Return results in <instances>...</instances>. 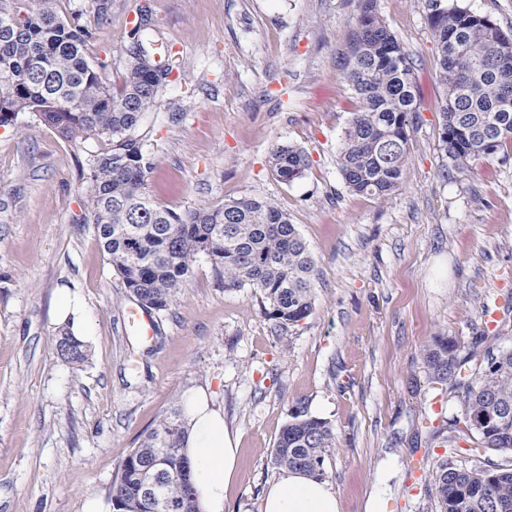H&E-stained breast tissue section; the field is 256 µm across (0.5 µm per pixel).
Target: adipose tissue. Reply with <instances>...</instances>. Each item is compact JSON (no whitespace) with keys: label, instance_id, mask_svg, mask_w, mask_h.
<instances>
[{"label":"adipose tissue","instance_id":"adipose-tissue-1","mask_svg":"<svg viewBox=\"0 0 512 512\" xmlns=\"http://www.w3.org/2000/svg\"><path fill=\"white\" fill-rule=\"evenodd\" d=\"M190 424L188 453L200 512H224V501L236 471L238 447L224 424V414L206 392L196 391L184 401ZM262 512H339L335 492L327 482L290 472L267 489Z\"/></svg>","mask_w":512,"mask_h":512}]
</instances>
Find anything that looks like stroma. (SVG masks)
<instances>
[{
    "label": "stroma",
    "mask_w": 512,
    "mask_h": 512,
    "mask_svg": "<svg viewBox=\"0 0 512 512\" xmlns=\"http://www.w3.org/2000/svg\"><path fill=\"white\" fill-rule=\"evenodd\" d=\"M146 41L177 64L140 132L154 157L148 186L178 212L268 197L315 260L310 316L279 328L250 288L227 290L206 256L153 319L148 340L127 334L130 301L84 208L86 169L104 138L81 144L30 113L0 127V512H84L174 397L205 390L239 446L224 512H261L281 470L269 459L296 402L325 419L324 461L340 512H432L418 465L438 457L433 428L459 435L458 465L512 464L473 456L456 392L421 358L436 336L483 363L512 349V143L497 160L457 169L439 149L436 44L425 0H377L415 65L420 87L404 186L375 199L350 192L337 155L355 109L344 78L358 0H109L89 47L107 84L125 69L136 9ZM309 158L278 181L273 145ZM80 302L90 356L57 359L60 290Z\"/></svg>",
    "instance_id": "35a3bbf8"
}]
</instances>
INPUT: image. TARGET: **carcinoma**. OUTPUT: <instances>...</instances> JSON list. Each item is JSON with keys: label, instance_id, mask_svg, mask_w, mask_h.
I'll use <instances>...</instances> for the list:
<instances>
[{"label": "carcinoma", "instance_id": "cac0c4a2", "mask_svg": "<svg viewBox=\"0 0 512 512\" xmlns=\"http://www.w3.org/2000/svg\"><path fill=\"white\" fill-rule=\"evenodd\" d=\"M426 9L444 91L439 147L463 170L492 161L512 140V100L504 97L512 95V33L455 0H426ZM144 31L142 23L130 31L133 43L114 91L101 76L104 64L87 58L95 39L91 25L63 17L57 0H0V126H14L19 114L30 112L72 143L93 135L111 140L90 156L86 209L74 221L93 225L109 264L144 310L166 309L204 254L224 289L252 288L278 325L299 322L314 308L315 261L273 199L241 198L181 213L153 199L147 183L152 164L136 131L175 63L144 46ZM349 57L345 79L359 106L343 133L338 167L350 191L385 199L405 182L418 86L413 62L379 16L376 0H359ZM268 164L278 181L291 183L309 160L302 150L277 144ZM54 353L74 369L89 359L86 343L68 326L58 330ZM422 359L432 382L457 391L476 444L512 453V349L470 370L455 341L435 336ZM187 434L180 405L158 420L118 465L107 493L112 512H199ZM333 445L329 422L297 404L270 462L322 481ZM156 461L166 472L162 511L143 493L145 468ZM424 483L440 512H512L511 467L459 466L442 457Z\"/></svg>", "mask_w": 512, "mask_h": 512}]
</instances>
